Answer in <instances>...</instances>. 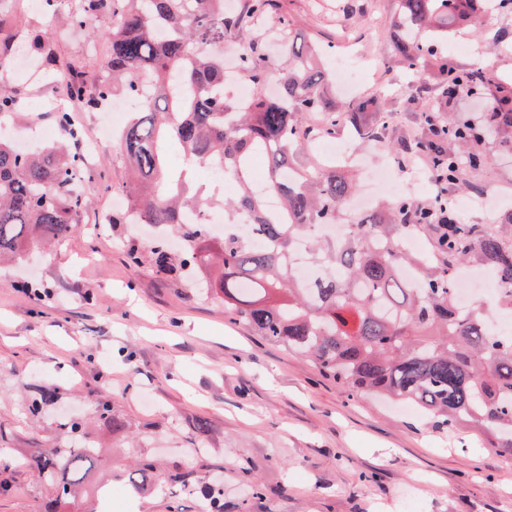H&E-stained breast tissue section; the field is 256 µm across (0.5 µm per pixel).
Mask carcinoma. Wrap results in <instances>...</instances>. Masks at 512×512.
<instances>
[{"label":"carcinoma","instance_id":"obj_1","mask_svg":"<svg viewBox=\"0 0 512 512\" xmlns=\"http://www.w3.org/2000/svg\"><path fill=\"white\" fill-rule=\"evenodd\" d=\"M73 0L67 19L74 27L96 34L98 17L112 15L110 55L96 77L94 94L83 84L69 82L65 95L88 108L108 103L116 93L138 103L120 132L118 148L130 178L121 191L135 208L112 216V223L164 224L181 240L180 254L154 244L151 253L162 273L187 271L224 295V314L259 336L310 358L319 369L347 385L355 394L416 406L431 423L466 429L491 448L512 453V334L491 335L485 326L488 305L458 312L454 268L477 262L495 277L494 305L512 311V225L486 230L448 222L445 196L456 152L475 137L469 124L448 123L441 107L424 106L426 139L406 150L431 154L443 175L433 203L399 197L356 218L348 236L317 239L309 244V262L319 268L311 285L292 273L297 238L314 225L336 223L343 203L356 193L346 175L308 170L294 158L311 141L303 119L327 114L325 134L343 123L369 144L381 138L383 124L368 121L378 99L329 105L324 77L306 47L285 43L286 53L275 61L261 44L272 34L244 42L246 27L273 23L287 32L289 20L281 0H247L246 11L224 14V0ZM483 0H399L402 32L394 54L408 71L433 63L442 82L466 87L473 95L482 86L471 71L448 74V60L435 56V43L448 38L463 23L482 20ZM246 46L240 56L242 75L255 94L241 105L224 93V63L208 46ZM36 52L51 54L52 39L34 29ZM14 34L9 17L0 14V59L9 54ZM181 148L183 167H171V145ZM265 155L268 189L276 206L254 193L249 175L251 158ZM224 162V176L233 183L234 198L217 201L189 194L188 168ZM81 158L52 144L29 152L3 136L0 128V259H21L34 242L59 241L77 229L86 197L77 187ZM221 208L229 224L243 209L250 211L253 230L267 242L251 248L235 230L224 231L218 248L209 225V211ZM192 211L197 221L186 224ZM414 225L427 237L431 251L408 255L397 248L404 227ZM420 269L419 284L408 285L399 267ZM271 290L288 293V302L265 305ZM98 420L114 432L130 428L127 419L107 401L95 410ZM66 437L61 448H39L28 459L46 495L44 512H64L85 492L102 449L83 424L67 415L59 422ZM208 469L204 449H194V461H162L141 457L128 471L127 482L137 494L162 484L180 493L171 496L169 512H182L185 493L202 496L206 512H234L224 503L223 484L203 480Z\"/></svg>","mask_w":512,"mask_h":512}]
</instances>
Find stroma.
<instances>
[{
  "instance_id": "stroma-1",
  "label": "stroma",
  "mask_w": 512,
  "mask_h": 512,
  "mask_svg": "<svg viewBox=\"0 0 512 512\" xmlns=\"http://www.w3.org/2000/svg\"><path fill=\"white\" fill-rule=\"evenodd\" d=\"M290 33L314 36L356 52L373 66L359 97L378 93L388 114L387 144L424 137L420 106L447 100L448 120L478 118L492 132L470 144L482 165L449 184L458 224L512 221V125L493 116L512 93V12H496L479 29L462 27L440 44L449 66L478 71L481 97L448 91L432 69L414 74L396 60L398 0H285ZM98 36L57 22L54 70L32 81L31 55L0 93L21 108L14 137L28 145L38 132L64 139L55 110H74L62 84L91 83L103 61L111 16L96 20ZM85 176L89 202L78 230L53 246L31 247L23 261L0 265V455L13 467L1 478L0 512H42L43 494L25 461L59 443L57 416H91L109 398L131 424L129 434L98 430L107 448L114 498L130 512H168L169 493H130L124 471L128 440L143 453L172 454L193 434L196 419L212 470L224 473V499L249 512H512V456L483 447L473 433L446 432L418 411L357 397L314 363L284 346L229 323L224 301L204 295L149 263L133 265L132 244L154 235L148 225L115 224L128 174L120 155L105 150ZM485 197L488 209L471 208ZM57 389L39 419L26 411L34 392ZM268 489L251 497L244 469Z\"/></svg>"
}]
</instances>
